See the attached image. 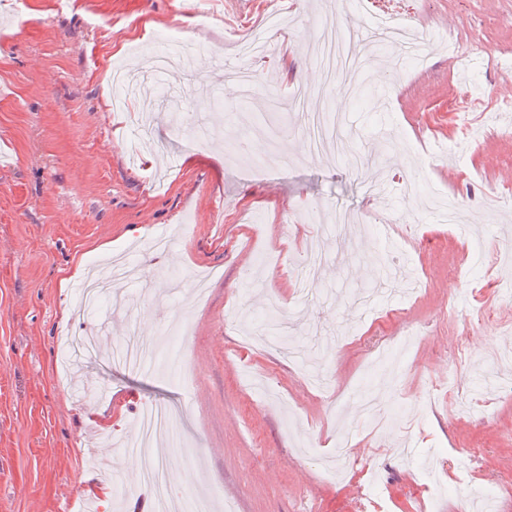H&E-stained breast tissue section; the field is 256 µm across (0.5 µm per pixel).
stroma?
Here are the masks:
<instances>
[{
  "instance_id": "obj_1",
  "label": "stroma",
  "mask_w": 512,
  "mask_h": 512,
  "mask_svg": "<svg viewBox=\"0 0 512 512\" xmlns=\"http://www.w3.org/2000/svg\"><path fill=\"white\" fill-rule=\"evenodd\" d=\"M0 0V512H64L113 485L116 440L171 404L186 443L180 497L221 512H465L461 493L512 512V378L479 386L512 344L499 298L512 252V0ZM429 36L423 64L368 68L373 93L308 83L312 36L374 14ZM190 40L210 62L178 53ZM252 69V103L224 96ZM343 113L347 153L309 154L287 89ZM182 100L211 129L185 131ZM296 158L255 169L240 139ZM380 189L366 193L352 154ZM483 225L461 240L428 192ZM366 237L330 235L335 209ZM328 253L316 290L283 280L309 242ZM480 248L483 266L461 262ZM134 261L111 302L84 308L71 275ZM206 281L204 299L190 285ZM490 323L470 322L473 308ZM179 338L182 363L131 372L113 359L142 314ZM452 376L451 392L436 391ZM376 397L369 425L357 392ZM347 452L375 476L302 456Z\"/></svg>"
}]
</instances>
